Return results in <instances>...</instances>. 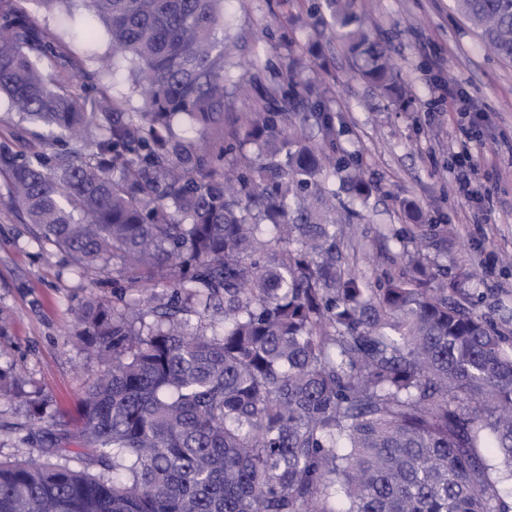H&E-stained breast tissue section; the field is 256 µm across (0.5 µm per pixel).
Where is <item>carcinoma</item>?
<instances>
[{
  "label": "carcinoma",
  "mask_w": 512,
  "mask_h": 512,
  "mask_svg": "<svg viewBox=\"0 0 512 512\" xmlns=\"http://www.w3.org/2000/svg\"><path fill=\"white\" fill-rule=\"evenodd\" d=\"M72 2L0 0L3 203L137 297L79 314L102 364L82 451L60 456L59 430L40 461L0 459V512H512V346L470 271L407 252L372 287L327 220L326 179L364 199L362 173L292 112L224 133L226 0H81L111 40L92 65L28 8ZM325 2L357 74L401 93L359 0ZM454 2L512 59V0ZM125 61L134 111L96 83ZM20 382L0 369V396Z\"/></svg>",
  "instance_id": "carcinoma-1"
}]
</instances>
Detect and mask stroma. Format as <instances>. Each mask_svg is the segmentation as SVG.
Returning a JSON list of instances; mask_svg holds the SVG:
<instances>
[{"instance_id":"stroma-1","label":"stroma","mask_w":512,"mask_h":512,"mask_svg":"<svg viewBox=\"0 0 512 512\" xmlns=\"http://www.w3.org/2000/svg\"><path fill=\"white\" fill-rule=\"evenodd\" d=\"M72 16L51 14L70 49L100 56L110 48L105 28L81 4ZM323 0H228L226 33L236 39L235 72L254 93L229 96L225 126H241L262 108L293 107L312 144L373 185L353 201L338 180L337 223L359 244L356 268L376 279L379 249H422L434 269H472L465 285L476 311L512 343V61L493 55L451 0H366L364 24L382 41L399 73L408 105L385 97L352 70V58L333 29L320 21ZM296 63L307 94L289 100L285 78ZM452 103H445V95ZM331 113L333 139L315 118ZM477 115L472 132L457 111ZM481 162L476 195L459 192L452 158ZM112 285L111 270L85 272L53 246L31 236L0 207V368L20 373L19 397L0 398V457L17 446L37 451L45 425L29 402L46 398L58 424L77 429L81 399L100 371L96 356L76 336V315L91 300L129 298Z\"/></svg>"}]
</instances>
